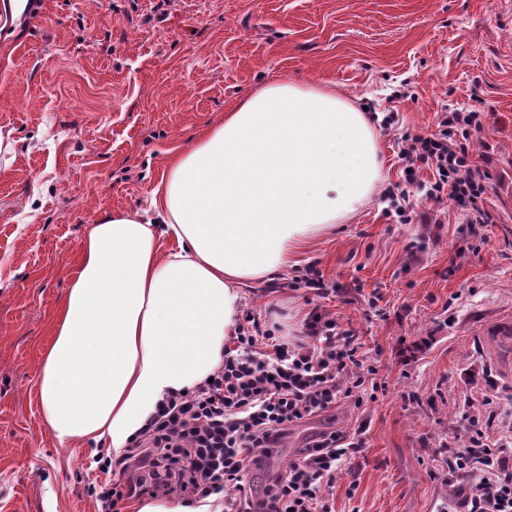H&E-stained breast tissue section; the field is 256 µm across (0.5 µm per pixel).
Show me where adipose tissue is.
<instances>
[{"mask_svg":"<svg viewBox=\"0 0 512 512\" xmlns=\"http://www.w3.org/2000/svg\"><path fill=\"white\" fill-rule=\"evenodd\" d=\"M380 175L374 127L343 95L253 90L173 158L149 210L113 212L81 242L37 384L55 438L128 447L223 364L243 285L355 214Z\"/></svg>","mask_w":512,"mask_h":512,"instance_id":"ef3b65f1","label":"adipose tissue"}]
</instances>
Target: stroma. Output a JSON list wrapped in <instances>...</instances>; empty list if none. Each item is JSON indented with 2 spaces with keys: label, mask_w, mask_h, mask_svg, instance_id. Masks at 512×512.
I'll list each match as a JSON object with an SVG mask.
<instances>
[{
  "label": "stroma",
  "mask_w": 512,
  "mask_h": 512,
  "mask_svg": "<svg viewBox=\"0 0 512 512\" xmlns=\"http://www.w3.org/2000/svg\"><path fill=\"white\" fill-rule=\"evenodd\" d=\"M277 78L336 88L370 112L382 178L359 211L293 266L248 285L243 311L300 335L309 313L361 345L378 390L297 427L271 466L315 434L363 445L323 496L329 512H462L441 446L466 448L470 408L493 448L512 446V0H35L0 32V512H98L97 445L59 443L41 419L38 375L52 318L91 224L144 211L176 152L252 89ZM489 113L476 161L493 223L450 205L424 224L384 213L398 143L445 105ZM315 267L324 288L292 287Z\"/></svg>",
  "instance_id": "stroma-1"
}]
</instances>
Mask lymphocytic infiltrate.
<instances>
[{
  "label": "lymphocytic infiltrate",
  "mask_w": 512,
  "mask_h": 512,
  "mask_svg": "<svg viewBox=\"0 0 512 512\" xmlns=\"http://www.w3.org/2000/svg\"><path fill=\"white\" fill-rule=\"evenodd\" d=\"M486 115L471 106H448L434 131L403 135L399 158L404 181L388 189L386 213L398 224L425 219L410 199L418 191L434 205L451 203L470 225L491 223L485 206L489 173L472 145ZM430 179H420V171ZM351 331L314 313L301 340L280 336L275 325L247 318L224 364L194 392L170 395L143 434L120 455L99 454L109 479L89 493L101 512L147 493H175L188 501L223 495L224 512H327L321 487L333 483L361 442L345 431L321 433L295 449L287 468L268 477L262 493L251 489V467L282 447L292 428L341 400L362 405L366 376ZM464 470L480 488L463 500L465 512H512V448H491L478 427L468 431Z\"/></svg>",
  "instance_id": "obj_1"
}]
</instances>
